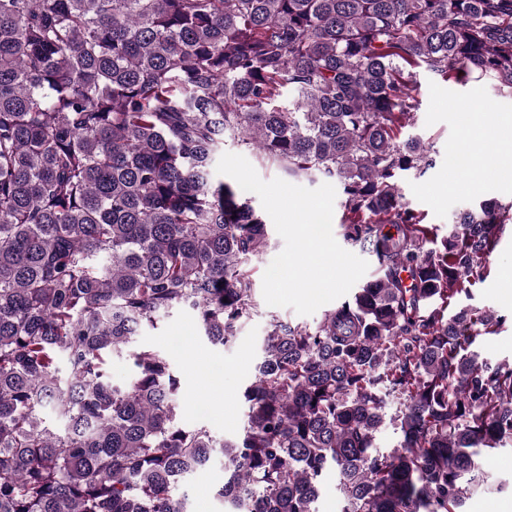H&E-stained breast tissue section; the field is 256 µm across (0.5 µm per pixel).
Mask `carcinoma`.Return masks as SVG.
Instances as JSON below:
<instances>
[{
  "mask_svg": "<svg viewBox=\"0 0 512 512\" xmlns=\"http://www.w3.org/2000/svg\"><path fill=\"white\" fill-rule=\"evenodd\" d=\"M416 68L512 95V0H0V512H191L217 454L225 512H317L330 469L343 512H462L512 445V361L477 349L505 318L452 302L512 209L440 238L401 202L433 163L402 137ZM228 136L337 181L379 264L318 325L273 320L233 443L181 426L170 358L130 350L177 308L221 346L251 315L268 234L213 180Z\"/></svg>",
  "mask_w": 512,
  "mask_h": 512,
  "instance_id": "obj_1",
  "label": "carcinoma"
}]
</instances>
